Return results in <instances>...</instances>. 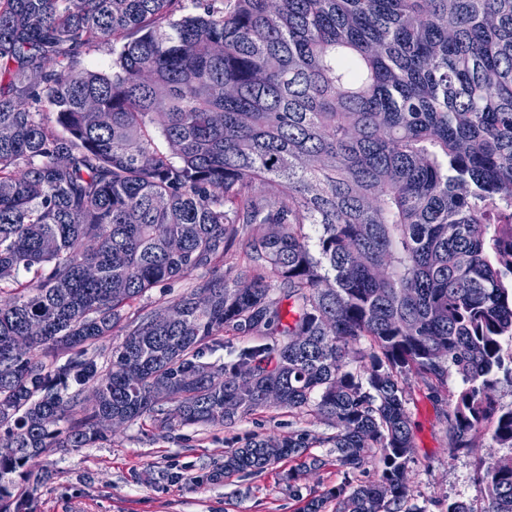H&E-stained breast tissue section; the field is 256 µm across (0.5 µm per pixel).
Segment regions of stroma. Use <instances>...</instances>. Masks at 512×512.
Masks as SVG:
<instances>
[{"instance_id": "1", "label": "stroma", "mask_w": 512, "mask_h": 512, "mask_svg": "<svg viewBox=\"0 0 512 512\" xmlns=\"http://www.w3.org/2000/svg\"><path fill=\"white\" fill-rule=\"evenodd\" d=\"M193 276L158 284L127 313L136 318L161 311L189 291ZM449 375L447 391L435 394L416 381L405 386L406 409L414 433V461L408 484L414 503L427 512H446L460 501L482 512L484 486L477 458L494 461L512 449L491 446L479 436L471 452L450 456L447 440L448 394L460 387ZM303 430L312 441L309 455L325 459L321 469L303 473L300 486L323 489L344 475L320 439L329 428L320 420L275 406L258 410L231 425H192L172 429L150 419L110 433L93 448H57L46 457L52 472L39 484L23 482L22 512H299L286 475L297 468L287 459L255 475L224 473V455L254 438H285Z\"/></svg>"}]
</instances>
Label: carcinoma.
<instances>
[{"mask_svg":"<svg viewBox=\"0 0 512 512\" xmlns=\"http://www.w3.org/2000/svg\"><path fill=\"white\" fill-rule=\"evenodd\" d=\"M191 2L0 0V512L109 419L230 424L269 389L347 475L301 512H426L409 379L460 376L451 454L512 448V0ZM238 241L235 278L126 322ZM230 330L259 343L199 362ZM307 448L254 439L224 473ZM478 470L482 512H512V457ZM203 271H195L183 278L158 284L147 292L140 300H137L130 308H127L128 320L136 318L147 311H161L170 305L175 299L189 291L191 284Z\"/></svg>","mask_w":512,"mask_h":512,"instance_id":"carcinoma-1","label":"carcinoma"}]
</instances>
